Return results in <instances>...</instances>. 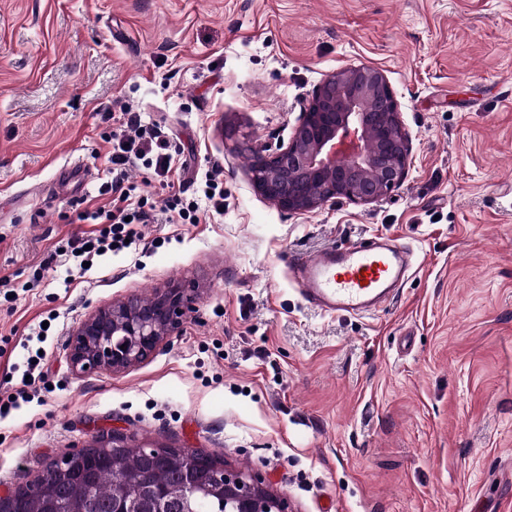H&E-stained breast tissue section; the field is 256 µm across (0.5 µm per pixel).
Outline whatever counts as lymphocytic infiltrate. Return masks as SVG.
I'll use <instances>...</instances> for the list:
<instances>
[{"label": "lymphocytic infiltrate", "mask_w": 512, "mask_h": 512, "mask_svg": "<svg viewBox=\"0 0 512 512\" xmlns=\"http://www.w3.org/2000/svg\"><path fill=\"white\" fill-rule=\"evenodd\" d=\"M112 151L109 160L112 164V181L106 190L111 194L114 204L80 214V221L97 225V233L90 238L72 244L70 255L73 266L78 272L88 270V264L94 258L106 253H119L129 246L137 245L141 239L139 225L148 223L152 214L145 209L144 200H132L134 189L128 176L131 165L141 164L144 169L161 176L168 173L173 160L172 146L159 133L147 130L136 113H128L119 131L111 137ZM208 192L206 206L198 202H183L179 194L166 198L164 213L177 214L186 224L200 223L201 211L208 210L216 214L224 212V187L216 179L205 181ZM25 378L19 379L10 392L0 395V408L13 410L21 404L31 402L36 392L48 389L50 382L44 370L46 358L36 351H28Z\"/></svg>", "instance_id": "f902f5d3"}]
</instances>
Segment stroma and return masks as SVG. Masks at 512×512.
I'll return each instance as SVG.
<instances>
[{"label":"stroma","mask_w":512,"mask_h":512,"mask_svg":"<svg viewBox=\"0 0 512 512\" xmlns=\"http://www.w3.org/2000/svg\"><path fill=\"white\" fill-rule=\"evenodd\" d=\"M373 65L410 138L400 186L290 213L249 147L287 145L332 72ZM132 109L176 149L138 197L224 184V212L140 225L137 250L69 275L61 249L109 204L112 131ZM86 165L88 189L57 193ZM375 235L413 249L370 317L306 305L292 252ZM0 392L40 322L53 392L0 419V496L104 431L259 472L291 512H512V0H0ZM195 286L144 361L74 371L96 310Z\"/></svg>","instance_id":"stroma-1"}]
</instances>
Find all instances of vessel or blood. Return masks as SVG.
<instances>
[{"label": "vessel or blood", "mask_w": 512, "mask_h": 512, "mask_svg": "<svg viewBox=\"0 0 512 512\" xmlns=\"http://www.w3.org/2000/svg\"><path fill=\"white\" fill-rule=\"evenodd\" d=\"M412 253L381 237L288 257V275L304 302L327 314L364 316L394 300Z\"/></svg>", "instance_id": "obj_1"}]
</instances>
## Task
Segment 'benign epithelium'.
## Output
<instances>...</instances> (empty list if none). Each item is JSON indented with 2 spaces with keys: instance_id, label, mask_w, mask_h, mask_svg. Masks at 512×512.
<instances>
[{
  "instance_id": "obj_1",
  "label": "benign epithelium",
  "mask_w": 512,
  "mask_h": 512,
  "mask_svg": "<svg viewBox=\"0 0 512 512\" xmlns=\"http://www.w3.org/2000/svg\"><path fill=\"white\" fill-rule=\"evenodd\" d=\"M410 143L383 71L362 66L334 72L316 88L287 146L251 149L250 179L279 208L308 212L344 197L368 203L399 186ZM186 286L171 285L144 301L96 311L69 340L79 373L120 371L147 359L190 309ZM224 498L237 512H288L258 473L224 467Z\"/></svg>"
}]
</instances>
